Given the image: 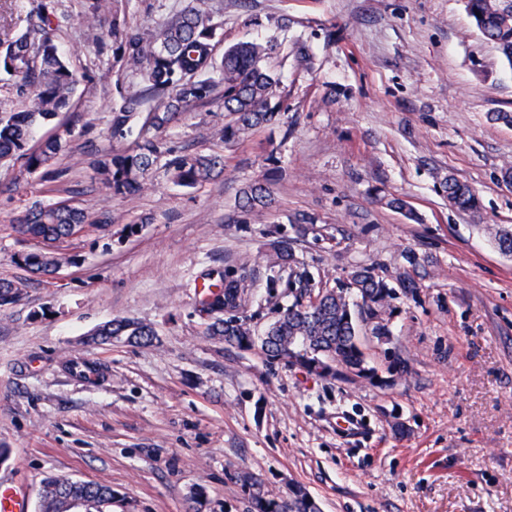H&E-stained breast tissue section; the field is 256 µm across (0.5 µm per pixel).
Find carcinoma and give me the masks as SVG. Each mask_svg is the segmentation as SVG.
Returning <instances> with one entry per match:
<instances>
[{
  "instance_id": "cac0c4a2",
  "label": "carcinoma",
  "mask_w": 512,
  "mask_h": 512,
  "mask_svg": "<svg viewBox=\"0 0 512 512\" xmlns=\"http://www.w3.org/2000/svg\"><path fill=\"white\" fill-rule=\"evenodd\" d=\"M24 29L0 40V71L14 82L23 99L21 110L0 112V165L22 162L27 172L39 174L48 193L64 171L53 168L68 151L74 138L69 125H55V132L38 146H31L35 130L52 123L70 109L78 82L56 40L59 27L55 0H27ZM86 22L108 24V35L123 69L137 78V87L112 111L109 137L124 140L135 136L126 150H100L91 164L92 179L123 199L141 193L161 159L168 179L175 185L195 188L224 172V156L177 152L168 145L166 131L196 104L219 100L230 116L222 130L224 140H239L254 130L280 120L270 105L278 79L266 67L273 46L257 40L237 42L214 54L220 38L214 11L207 0L187 4L151 33L127 25L128 0H88ZM475 28L512 64V0H467ZM147 113L138 132L133 124ZM441 187L448 202L461 211L474 212L478 199L471 188L446 177ZM245 206H264L269 188L253 183L243 190ZM12 230L18 235L47 243L39 251H21L15 263L26 272L51 276L61 266H76L80 256L60 248V243L87 231L112 232V216L89 211L67 199L30 208L19 215ZM272 264L286 267L295 261L292 242L278 237L270 243ZM254 286L245 272L225 275L217 289L199 300V312L207 314L205 334L239 350L260 348L268 358L302 368L306 373L347 381L371 379L358 342L354 308L377 320L374 333L389 338L390 331L378 318L393 299L394 289L372 266L351 271L345 286L325 289L307 298L302 288L271 323L264 336L250 323L224 309L240 311L247 291ZM25 294L22 279H0V310L20 302ZM94 343L126 338L141 344L155 339L147 323L114 318L90 333ZM249 487L250 512H283L282 500L264 486L244 477ZM114 493L109 485L48 474L41 483L39 512H68L69 504L82 500L87 512H112ZM288 512H318L305 488L296 486L288 496Z\"/></svg>"
}]
</instances>
